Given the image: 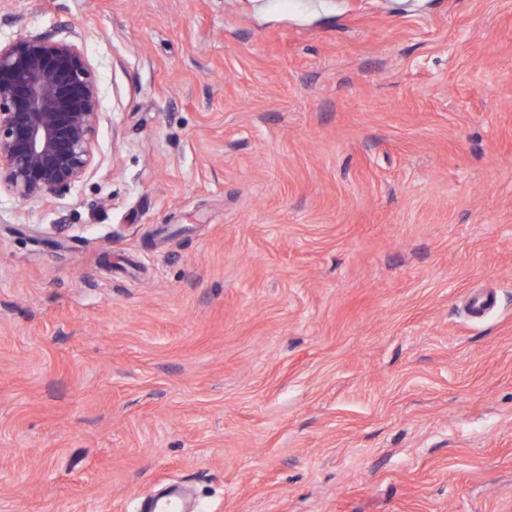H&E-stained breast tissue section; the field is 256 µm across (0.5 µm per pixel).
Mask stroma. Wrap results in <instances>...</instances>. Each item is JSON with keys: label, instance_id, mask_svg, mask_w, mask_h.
<instances>
[{"label": "stroma", "instance_id": "obj_1", "mask_svg": "<svg viewBox=\"0 0 512 512\" xmlns=\"http://www.w3.org/2000/svg\"><path fill=\"white\" fill-rule=\"evenodd\" d=\"M39 33L101 121L0 191V512H512V0H0ZM149 506V510L147 507ZM146 510L149 512H183L181 500V489L177 486L171 487L165 497L160 495L148 498Z\"/></svg>", "mask_w": 512, "mask_h": 512}]
</instances>
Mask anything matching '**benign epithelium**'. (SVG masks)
I'll return each mask as SVG.
<instances>
[{
    "label": "benign epithelium",
    "instance_id": "benign-epithelium-1",
    "mask_svg": "<svg viewBox=\"0 0 512 512\" xmlns=\"http://www.w3.org/2000/svg\"><path fill=\"white\" fill-rule=\"evenodd\" d=\"M100 117L79 38L0 44V188L33 202L65 194L95 163Z\"/></svg>",
    "mask_w": 512,
    "mask_h": 512
}]
</instances>
